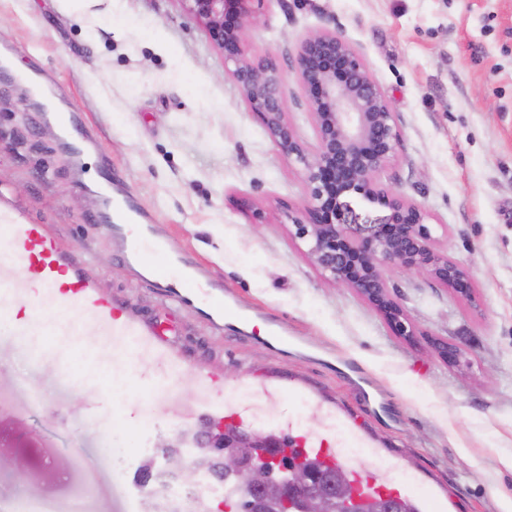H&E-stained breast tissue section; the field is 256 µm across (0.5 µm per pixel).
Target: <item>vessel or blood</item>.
I'll return each instance as SVG.
<instances>
[{
  "label": "vessel or blood",
  "instance_id": "obj_1",
  "mask_svg": "<svg viewBox=\"0 0 512 512\" xmlns=\"http://www.w3.org/2000/svg\"><path fill=\"white\" fill-rule=\"evenodd\" d=\"M105 207L104 223H111L116 210L120 211L123 223L136 224L141 219L140 212L126 199L106 200ZM118 251L122 260L140 266L155 279L178 278L185 293H193L199 286L196 272L189 267H179L158 241L148 237L140 242L122 239L118 242ZM1 263L18 270L13 279L0 281L1 312L38 297L40 309L49 314L48 324L62 335H74L81 323H91L104 340L103 352H111L113 344H124L135 358L150 367L148 381H156L152 369L157 364L166 367L168 378L177 376L180 365L158 346L155 332L141 329L110 295L99 290L81 255L63 252L58 240L44 225L30 223L4 204H0ZM297 451L302 455L315 451L327 464L347 467L361 493L382 487L381 481L366 473L362 465L346 463L340 454L328 453L326 448L302 443Z\"/></svg>",
  "mask_w": 512,
  "mask_h": 512
}]
</instances>
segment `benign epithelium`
Here are the masks:
<instances>
[{
  "label": "benign epithelium",
  "instance_id": "obj_1",
  "mask_svg": "<svg viewBox=\"0 0 512 512\" xmlns=\"http://www.w3.org/2000/svg\"><path fill=\"white\" fill-rule=\"evenodd\" d=\"M186 12L206 30L212 43L233 65L252 114L261 122L281 154L300 167L307 204L296 215L284 206L288 236L327 280L354 289L382 316L393 335L414 343L419 327L398 302L388 274L397 269L424 275L456 297L475 301L472 274L437 246L430 214L402 194L382 186L381 172L395 157L401 141L390 102L369 74L361 56L342 37L315 33L303 39L297 69L309 103L316 137L308 149L288 121L281 75L268 58L247 55L241 32L252 19L254 0H180ZM378 204L387 214L358 223L354 199ZM432 351L448 366L462 365L460 349L431 338ZM201 455L217 453L224 471L244 475L246 497L257 495L260 507L273 502L281 512H328V499L340 503L355 495L345 475L299 473L294 481H278L275 473L293 469L288 454H266L249 460L246 448L289 447L245 432L195 436ZM168 468L194 481L203 466L168 446Z\"/></svg>",
  "mask_w": 512,
  "mask_h": 512
}]
</instances>
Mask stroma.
<instances>
[{
  "label": "stroma",
  "mask_w": 512,
  "mask_h": 512,
  "mask_svg": "<svg viewBox=\"0 0 512 512\" xmlns=\"http://www.w3.org/2000/svg\"><path fill=\"white\" fill-rule=\"evenodd\" d=\"M0 0V203L77 251L102 292L183 368L167 405L141 394L127 350L94 364L38 320L0 328V512H125L142 449L191 447L212 429L196 412L200 377L223 424L279 436L321 434L365 449L371 474L428 512H512V0H260L242 41L281 74L288 119L315 133L299 83L302 39H346L387 96L401 134L381 174L448 234L441 249L473 275L475 303L425 276L392 271L398 301L424 333L393 336L354 290L324 279L288 237L281 207L303 210L301 175L249 111L224 57L179 0ZM37 83L99 148L77 162L28 96ZM112 161L113 195L131 196L153 235L195 263L207 293L237 310L214 324L120 258L87 173ZM261 219H254V212ZM457 344L448 367L427 337ZM116 385L113 418L93 422L83 382ZM142 401L137 427L121 408ZM252 415L239 414L242 403ZM35 493H28L29 484Z\"/></svg>",
  "instance_id": "stroma-1"
}]
</instances>
